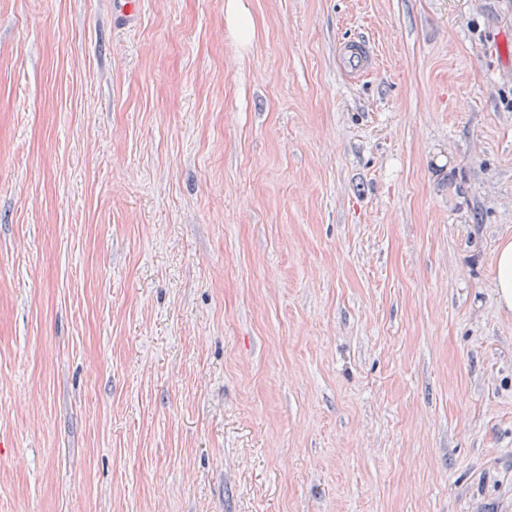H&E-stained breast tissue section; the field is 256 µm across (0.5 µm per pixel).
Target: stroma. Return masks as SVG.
<instances>
[{
  "label": "stroma",
  "mask_w": 512,
  "mask_h": 512,
  "mask_svg": "<svg viewBox=\"0 0 512 512\" xmlns=\"http://www.w3.org/2000/svg\"><path fill=\"white\" fill-rule=\"evenodd\" d=\"M113 2L0 0V512H512V0ZM226 17L238 39L243 43H248L253 37L254 27L248 11L240 0L226 1ZM338 60L341 69L350 79H359L369 71L372 56L366 45L343 44L338 50ZM495 288L498 302L512 309V241L502 242L495 255Z\"/></svg>",
  "instance_id": "35a3bbf8"
}]
</instances>
